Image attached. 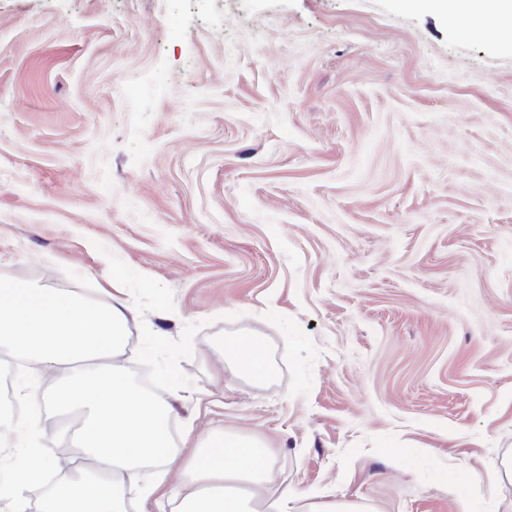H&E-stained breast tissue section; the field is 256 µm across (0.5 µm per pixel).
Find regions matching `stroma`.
Returning <instances> with one entry per match:
<instances>
[{"label": "stroma", "instance_id": "stroma-1", "mask_svg": "<svg viewBox=\"0 0 512 512\" xmlns=\"http://www.w3.org/2000/svg\"><path fill=\"white\" fill-rule=\"evenodd\" d=\"M0 275L126 301L161 493L227 432L272 499L512 512V44L398 0H0ZM224 356L240 363L249 373L261 378L266 373V363L262 354L253 342L246 339H236L224 346Z\"/></svg>", "mask_w": 512, "mask_h": 512}]
</instances>
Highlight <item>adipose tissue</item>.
<instances>
[{
	"label": "adipose tissue",
	"instance_id": "obj_1",
	"mask_svg": "<svg viewBox=\"0 0 512 512\" xmlns=\"http://www.w3.org/2000/svg\"><path fill=\"white\" fill-rule=\"evenodd\" d=\"M414 9H431L460 24L476 16L512 25V0H404ZM127 305L116 299L105 307L52 289L0 279V346L35 359L41 368L64 373L68 401L86 412L81 446L92 468L54 486L42 512H124L125 496L153 495L157 478L139 474L142 462L170 465L171 419L166 398L143 393L112 363L127 333ZM31 426L0 422V446L26 448L32 456L22 469L0 480L5 512H27V488L46 468L34 446ZM194 477L166 498L170 512H260L270 480L272 458L259 441L231 433L212 434L198 449Z\"/></svg>",
	"mask_w": 512,
	"mask_h": 512
}]
</instances>
